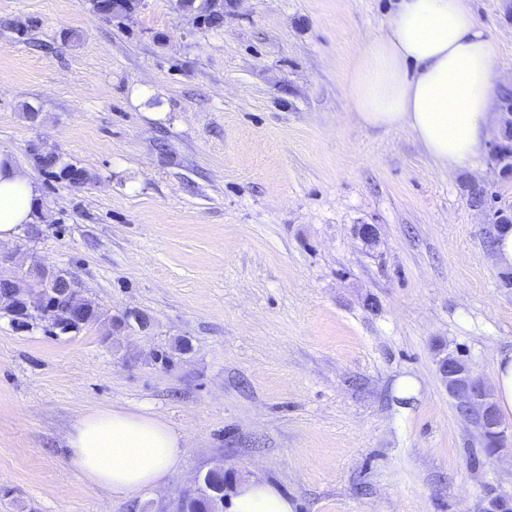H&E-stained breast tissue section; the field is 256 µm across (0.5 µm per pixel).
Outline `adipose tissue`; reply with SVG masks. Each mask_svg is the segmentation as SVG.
<instances>
[{"mask_svg": "<svg viewBox=\"0 0 512 512\" xmlns=\"http://www.w3.org/2000/svg\"><path fill=\"white\" fill-rule=\"evenodd\" d=\"M498 53L471 0H398L352 74L356 117L368 127L409 129L444 167L471 165L495 126ZM39 207L30 172L0 149V242L35 223ZM65 442L83 482L115 498L162 485L184 446L160 417L118 406L83 414ZM231 512H293V505L273 485L247 479L235 487Z\"/></svg>", "mask_w": 512, "mask_h": 512, "instance_id": "adipose-tissue-1", "label": "adipose tissue"}]
</instances>
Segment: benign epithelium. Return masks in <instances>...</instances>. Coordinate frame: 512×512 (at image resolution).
<instances>
[{
    "instance_id": "1",
    "label": "benign epithelium",
    "mask_w": 512,
    "mask_h": 512,
    "mask_svg": "<svg viewBox=\"0 0 512 512\" xmlns=\"http://www.w3.org/2000/svg\"><path fill=\"white\" fill-rule=\"evenodd\" d=\"M10 278L6 287L0 289V313L11 318L17 325L25 326L33 322L53 323L46 311L49 297H62L66 303L67 314L62 321L71 329L84 328L87 297L76 288L70 272L63 269L44 268L43 282L37 288H23L19 285L18 276L12 272L0 274V278ZM441 382L448 395L455 401V408L475 426L483 437H495V449L504 447L507 439L502 421L492 401L490 388L479 377L472 367L461 357L448 354L438 363ZM208 489L213 500L217 501L216 509L222 508L219 497L224 489L213 485L211 474H206L202 486L188 491L184 505H189L197 498V493Z\"/></svg>"
}]
</instances>
